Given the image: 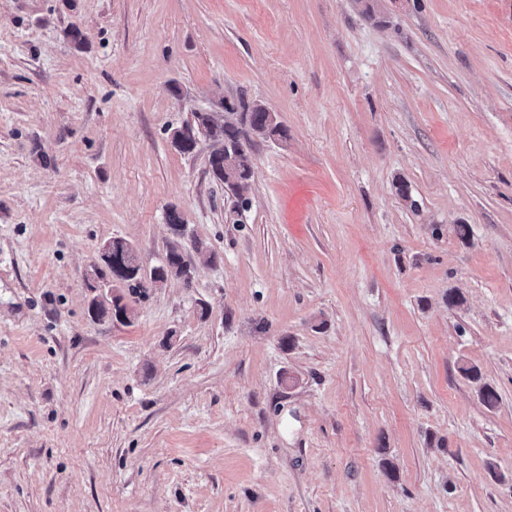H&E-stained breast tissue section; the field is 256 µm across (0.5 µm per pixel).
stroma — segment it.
<instances>
[{"instance_id": "obj_1", "label": "stroma", "mask_w": 512, "mask_h": 512, "mask_svg": "<svg viewBox=\"0 0 512 512\" xmlns=\"http://www.w3.org/2000/svg\"><path fill=\"white\" fill-rule=\"evenodd\" d=\"M376 6L0 0V512H512V0ZM113 238L191 285L92 319ZM229 98H220L212 104L210 110H199L192 113L193 120H187L184 125L177 129L173 136L181 133L185 128L186 140H191L192 127L197 129L203 127L204 137L211 141L212 155L224 161V166L214 168L210 173L212 181L221 188H232L231 180H250V166L253 164L254 142L250 136L268 137L270 139H287L288 129L281 123L273 122L268 112L263 111L255 104L248 103L243 96H240V104L243 112H234L227 121H215L212 115H218L224 119L223 112H231Z\"/></svg>"}]
</instances>
